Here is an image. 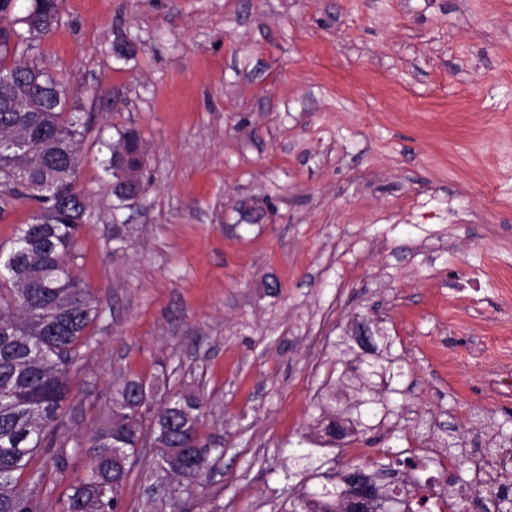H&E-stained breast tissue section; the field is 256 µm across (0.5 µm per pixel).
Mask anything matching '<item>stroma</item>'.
I'll return each mask as SVG.
<instances>
[{
  "label": "stroma",
  "instance_id": "1",
  "mask_svg": "<svg viewBox=\"0 0 512 512\" xmlns=\"http://www.w3.org/2000/svg\"><path fill=\"white\" fill-rule=\"evenodd\" d=\"M31 55L90 115L70 267L99 300L43 512L127 374L207 398L224 454L182 512H280L387 456L443 484L512 432V0H63ZM130 126L145 190L124 205L105 144ZM33 208L0 200V266ZM357 315L401 375L334 446Z\"/></svg>",
  "mask_w": 512,
  "mask_h": 512
}]
</instances>
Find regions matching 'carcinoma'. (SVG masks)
<instances>
[{"mask_svg":"<svg viewBox=\"0 0 512 512\" xmlns=\"http://www.w3.org/2000/svg\"><path fill=\"white\" fill-rule=\"evenodd\" d=\"M61 0H33L28 15L8 20L14 0H0V131H19L26 141L18 158L0 151V195L34 201L32 222L24 225L18 246L5 262L10 287L0 289V512H42L39 491L30 487L32 466L43 444L62 423L70 394V376L81 361L80 347L97 318V300L74 276L70 262L86 217L87 202L78 189L79 155L86 125L82 106L63 82L27 58L33 41L52 28ZM23 96L24 112H5L4 100ZM133 165L138 133L121 134ZM43 183L39 197L27 184ZM152 388L141 376L126 375L112 388L108 419L81 437L90 465L85 477L59 500V512H122L128 471L112 464L116 456L139 459L143 449H164L152 460V474L170 480L179 471L196 480L208 475L222 453L216 441L201 435L205 419L201 395L178 393L154 407ZM387 407L384 394L362 395L352 410L355 425ZM487 487L491 506L484 512H512V478L499 472ZM348 491L345 471L301 492L303 502L287 501L282 512H336V500ZM389 512H422L424 498L385 483Z\"/></svg>","mask_w":512,"mask_h":512,"instance_id":"carcinoma-1","label":"carcinoma"}]
</instances>
